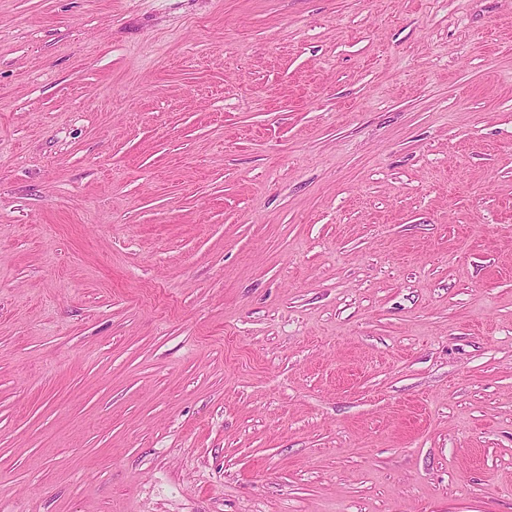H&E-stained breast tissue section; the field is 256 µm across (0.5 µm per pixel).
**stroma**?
Segmentation results:
<instances>
[{"instance_id": "stroma-1", "label": "stroma", "mask_w": 512, "mask_h": 512, "mask_svg": "<svg viewBox=\"0 0 512 512\" xmlns=\"http://www.w3.org/2000/svg\"><path fill=\"white\" fill-rule=\"evenodd\" d=\"M0 512H512V0H0Z\"/></svg>"}]
</instances>
